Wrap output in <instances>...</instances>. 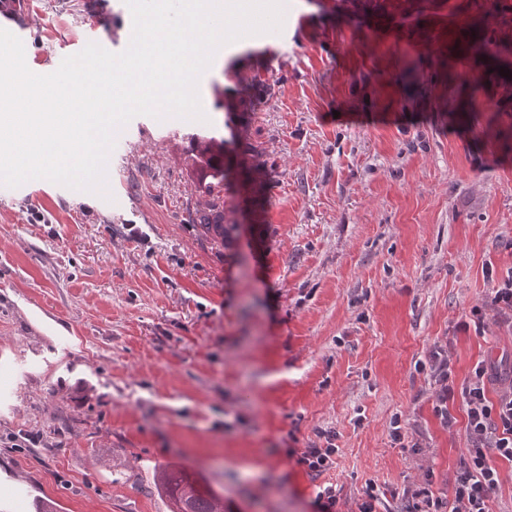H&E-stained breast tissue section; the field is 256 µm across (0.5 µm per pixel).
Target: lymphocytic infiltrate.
Segmentation results:
<instances>
[{
  "label": "lymphocytic infiltrate",
  "mask_w": 512,
  "mask_h": 512,
  "mask_svg": "<svg viewBox=\"0 0 512 512\" xmlns=\"http://www.w3.org/2000/svg\"><path fill=\"white\" fill-rule=\"evenodd\" d=\"M434 374L441 385L439 414L446 427H453L455 416L447 403L461 396L466 409V431L471 446L468 459L453 478L455 505L451 512H489L490 491L499 483V472L488 452L512 462V395L491 400L489 388L498 375L491 366L477 362L462 386H455L447 360L435 359Z\"/></svg>",
  "instance_id": "1"
}]
</instances>
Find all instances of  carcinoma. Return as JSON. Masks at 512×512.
I'll return each mask as SVG.
<instances>
[{
  "mask_svg": "<svg viewBox=\"0 0 512 512\" xmlns=\"http://www.w3.org/2000/svg\"><path fill=\"white\" fill-rule=\"evenodd\" d=\"M512 53L509 44L495 37L483 39L481 65L500 69ZM199 170L210 178V207L195 213L194 223L203 234L228 242L235 225L224 223V202L218 194L224 183V139L215 136L196 141ZM155 487L169 502L170 512H224V496L217 493L200 473L184 466H165L156 471Z\"/></svg>",
  "mask_w": 512,
  "mask_h": 512,
  "instance_id": "cac0c4a2",
  "label": "carcinoma"
}]
</instances>
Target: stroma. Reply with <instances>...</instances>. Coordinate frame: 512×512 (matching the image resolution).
<instances>
[{
  "instance_id": "stroma-1",
  "label": "stroma",
  "mask_w": 512,
  "mask_h": 512,
  "mask_svg": "<svg viewBox=\"0 0 512 512\" xmlns=\"http://www.w3.org/2000/svg\"><path fill=\"white\" fill-rule=\"evenodd\" d=\"M469 0H282L288 25L225 45L199 88L206 121L132 118L106 194L34 179L0 196V512H169L172 462L230 512H358L428 490L444 507L467 459L461 398L443 427L441 353L512 392V89L459 52V29L512 43ZM125 0H10L25 60L52 73L91 32L124 51ZM269 89L249 109L258 81ZM229 140L231 244L191 215L210 201L195 140ZM39 209L44 223L30 221ZM481 329L461 330L473 308ZM403 441H394L392 420ZM338 452L314 477L289 449Z\"/></svg>"
}]
</instances>
